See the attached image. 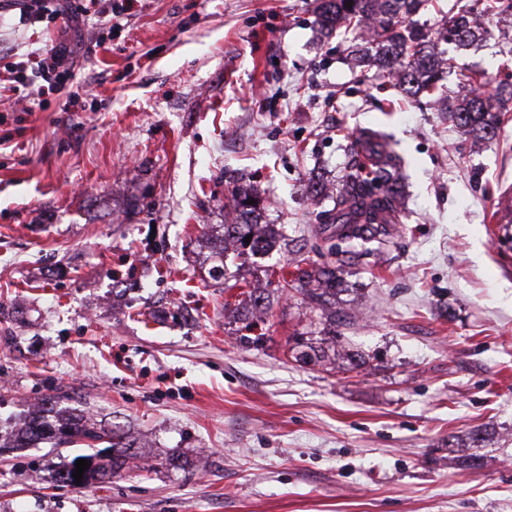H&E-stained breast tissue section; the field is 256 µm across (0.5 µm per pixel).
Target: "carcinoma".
Masks as SVG:
<instances>
[{"mask_svg": "<svg viewBox=\"0 0 512 512\" xmlns=\"http://www.w3.org/2000/svg\"><path fill=\"white\" fill-rule=\"evenodd\" d=\"M425 0H319L317 21L331 33L341 27H368L370 35L382 48L378 58L380 75L398 81L401 89L420 95L432 94L436 75L447 59L437 55L429 46L428 35L411 25ZM493 15H512V0H469L456 12L442 17L440 35L458 44H468L476 37L471 15L474 12ZM460 81L472 87V95L462 103H448V117L460 128L478 139L496 134L500 125L499 113L506 107L492 103L481 93L487 79L479 72L460 74ZM369 153L376 159L374 169L367 176L351 171L342 180L336 195V213L328 216L320 229L332 230V236L343 241H372L380 245L389 239L384 214L395 210V194L389 187L391 180L387 167L385 147L377 142L367 143ZM254 196L248 191H235L224 207L241 216L254 213L257 205L250 203ZM224 236L252 252L264 250L267 239L257 232V225L248 220L224 225ZM251 242H245V237ZM283 291L300 292L326 320L336 323L332 310L336 297V269L328 264L297 268L294 280L282 284ZM56 446H81L88 451L84 458L91 461L80 485H88L106 476H117L123 471L131 454L132 445L117 429L91 426L74 409L61 406V398H50L19 433L12 436L14 448H31L45 442ZM104 448H99V445Z\"/></svg>", "mask_w": 512, "mask_h": 512, "instance_id": "carcinoma-1", "label": "carcinoma"}]
</instances>
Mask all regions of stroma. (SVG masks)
<instances>
[{
  "instance_id": "obj_1",
  "label": "stroma",
  "mask_w": 512,
  "mask_h": 512,
  "mask_svg": "<svg viewBox=\"0 0 512 512\" xmlns=\"http://www.w3.org/2000/svg\"><path fill=\"white\" fill-rule=\"evenodd\" d=\"M81 37L39 108L0 95V420L64 396L125 430L143 468L86 486L80 449L0 451V512H512V120L477 142L368 66L379 48L316 22L317 0H127ZM454 0L414 20L434 35ZM0 57L59 23L16 27ZM444 93L512 73V16L482 15ZM377 134L399 206L379 252L336 262L329 369L297 360L329 330L296 260ZM269 244L223 247L235 187ZM224 250V276L212 255ZM265 289L262 328L242 295Z\"/></svg>"
}]
</instances>
